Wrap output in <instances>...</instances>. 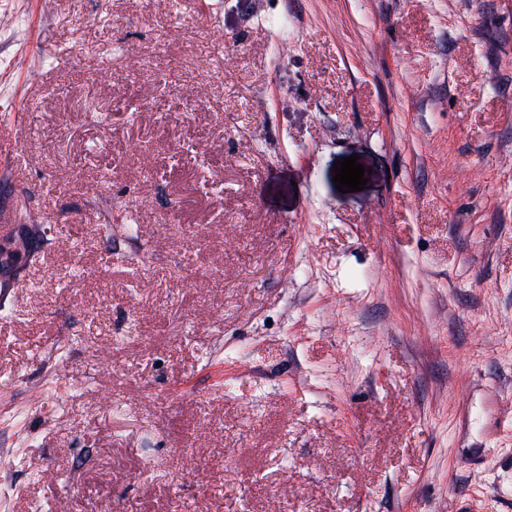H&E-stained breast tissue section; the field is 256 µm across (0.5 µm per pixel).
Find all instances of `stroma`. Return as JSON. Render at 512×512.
Here are the masks:
<instances>
[{
	"instance_id": "obj_1",
	"label": "stroma",
	"mask_w": 512,
	"mask_h": 512,
	"mask_svg": "<svg viewBox=\"0 0 512 512\" xmlns=\"http://www.w3.org/2000/svg\"><path fill=\"white\" fill-rule=\"evenodd\" d=\"M1 56L0 512H512V0H0Z\"/></svg>"
}]
</instances>
